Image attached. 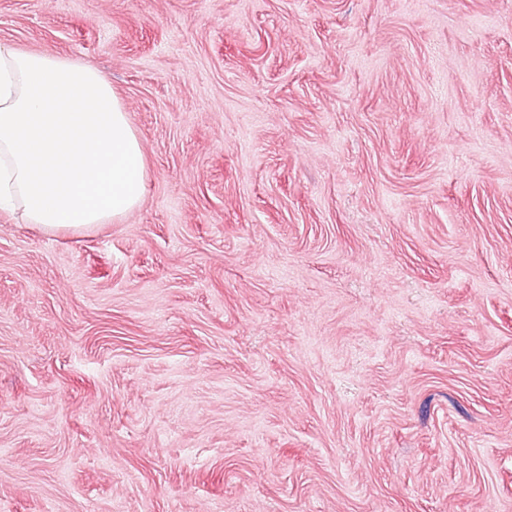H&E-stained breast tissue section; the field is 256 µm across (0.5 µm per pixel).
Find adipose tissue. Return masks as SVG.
<instances>
[{
    "mask_svg": "<svg viewBox=\"0 0 512 512\" xmlns=\"http://www.w3.org/2000/svg\"><path fill=\"white\" fill-rule=\"evenodd\" d=\"M140 139L95 68L0 42V210L56 234L125 217L142 202Z\"/></svg>",
    "mask_w": 512,
    "mask_h": 512,
    "instance_id": "obj_1",
    "label": "adipose tissue"
}]
</instances>
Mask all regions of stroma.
Listing matches in <instances>:
<instances>
[{
    "label": "stroma",
    "mask_w": 512,
    "mask_h": 512,
    "mask_svg": "<svg viewBox=\"0 0 512 512\" xmlns=\"http://www.w3.org/2000/svg\"><path fill=\"white\" fill-rule=\"evenodd\" d=\"M137 132L126 217L0 213V512H512V0H0Z\"/></svg>",
    "instance_id": "stroma-1"
}]
</instances>
